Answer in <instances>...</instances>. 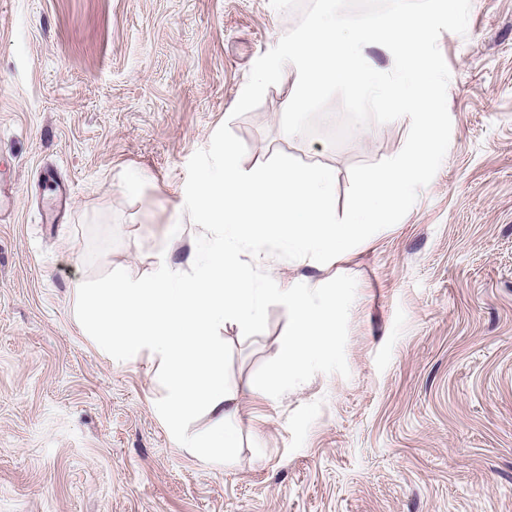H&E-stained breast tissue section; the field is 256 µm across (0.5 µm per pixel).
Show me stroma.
I'll return each instance as SVG.
<instances>
[{"mask_svg":"<svg viewBox=\"0 0 512 512\" xmlns=\"http://www.w3.org/2000/svg\"><path fill=\"white\" fill-rule=\"evenodd\" d=\"M269 0H0V512H512V0L442 32L447 154L396 225L288 282H357L349 377L249 391L287 325L221 327L241 450L202 466L155 404L160 356L110 359L74 315L79 284L190 270L186 165L229 124L242 166L282 152L336 172L395 156L410 121L342 144L288 137L292 78L231 118L252 65L298 22Z\"/></svg>","mask_w":512,"mask_h":512,"instance_id":"1","label":"stroma"}]
</instances>
